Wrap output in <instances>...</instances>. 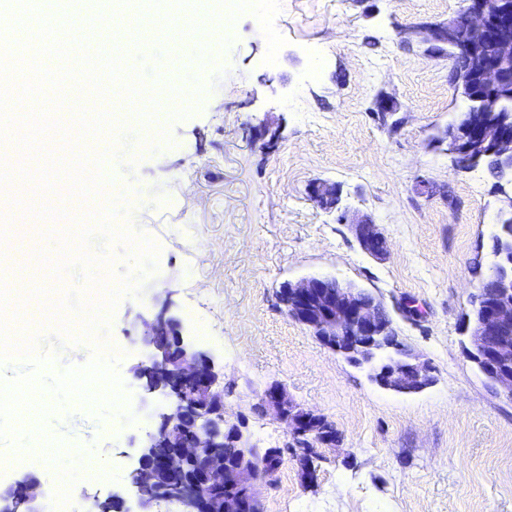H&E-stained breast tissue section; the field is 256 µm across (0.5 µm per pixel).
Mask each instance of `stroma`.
<instances>
[{
	"mask_svg": "<svg viewBox=\"0 0 512 512\" xmlns=\"http://www.w3.org/2000/svg\"><path fill=\"white\" fill-rule=\"evenodd\" d=\"M466 0H288L269 14L264 0L207 11L224 37L197 43L175 26L140 40L124 64L145 62L187 89V104L162 102L153 127L170 145L141 151L136 169L109 160V191L128 190L133 219L160 247L158 271L141 298L127 297L109 324L124 352L129 412L142 392L130 370L146 357L141 321L168 308L186 342L224 371L229 421L244 417L253 448L285 447V423L261 414L264 390L280 383L300 407L339 433L307 483L293 458L256 484L260 512H512V400L465 351L464 319L478 276L494 263L492 237L507 201L483 167L455 170L434 138L466 107L447 58L400 33L443 24ZM264 37H257L256 28ZM395 104V124L376 114ZM275 132L267 147L264 131ZM336 184L342 206L378 224L389 253H365L338 214L311 197L313 182ZM447 186L427 195L424 182ZM47 222L9 229L11 261L1 273L13 300L33 307V286L57 288L39 259L55 250ZM332 277L366 289L390 312L399 341L428 362L434 381L416 393L380 388L291 319L278 301L282 283ZM417 307L416 315L405 311ZM42 417H17L23 461L0 468V487L24 477L41 490L124 493L148 418L113 438L112 414L70 399L41 402ZM71 427L55 437L58 418ZM121 470H113V458ZM104 478L91 479L89 462Z\"/></svg>",
	"mask_w": 512,
	"mask_h": 512,
	"instance_id": "stroma-1",
	"label": "stroma"
}]
</instances>
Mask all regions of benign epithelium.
Returning a JSON list of instances; mask_svg holds the SVG:
<instances>
[{
  "mask_svg": "<svg viewBox=\"0 0 512 512\" xmlns=\"http://www.w3.org/2000/svg\"><path fill=\"white\" fill-rule=\"evenodd\" d=\"M467 26L485 34L486 53L472 71L465 63L476 46L457 37ZM512 0H468L466 9L443 25L422 23L410 34L442 52L452 48L460 66L457 84L474 94L469 108H486L482 121L457 120L444 138L452 166L463 170L493 154L512 167V119H491L493 98L485 92L512 85ZM311 196L324 209H335L339 190L334 183L317 182ZM339 220L351 226L362 250L378 259L388 244L378 225L351 219L343 210ZM496 290L490 302L476 307L464 327L469 357L483 374L512 398V343L503 336L512 332V251L496 254ZM279 299L289 317L305 326L323 345L357 364H367L377 384L397 393L419 392L433 382L428 364L412 357L404 346L388 339L390 322L383 303L361 289L330 277H305L287 281ZM142 341L149 347L145 360L132 370L145 394L165 397L167 405L151 414L153 424L145 431L130 472V492L137 512H151L161 502L177 500L184 512H254L253 485L258 469L252 462L231 465L224 460V439L229 435L245 455L254 448L241 429L226 426L224 375L204 352L186 343L176 318L162 309L142 319ZM263 409L283 421L292 441V454L306 475L314 477L309 461L313 445H336V429L324 416L300 410L278 385L270 387ZM39 484L25 478L0 494V512H41L35 507Z\"/></svg>",
  "mask_w": 512,
  "mask_h": 512,
  "instance_id": "1",
  "label": "benign epithelium"
}]
</instances>
